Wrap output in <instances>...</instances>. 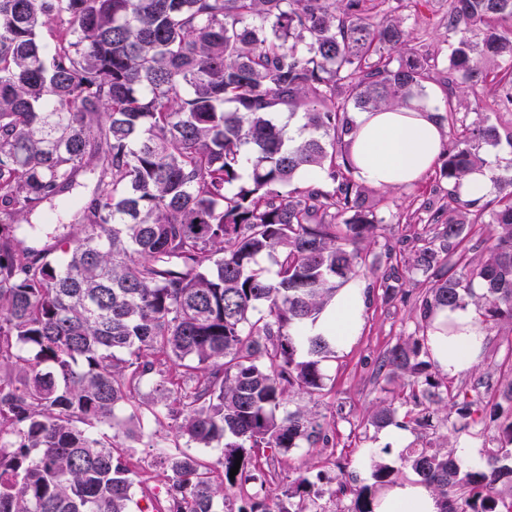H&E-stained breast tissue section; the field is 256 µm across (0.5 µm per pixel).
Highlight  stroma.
I'll list each match as a JSON object with an SVG mask.
<instances>
[{
	"label": "stroma",
	"instance_id": "1",
	"mask_svg": "<svg viewBox=\"0 0 512 512\" xmlns=\"http://www.w3.org/2000/svg\"><path fill=\"white\" fill-rule=\"evenodd\" d=\"M398 16L404 18L412 32V46L423 58H438L439 66L431 73L427 87L439 103L448 99V56L451 39L448 35V0H429L415 7L412 0H393ZM448 183L435 172H428L418 183L404 188L369 191L376 200V215L382 223L375 244L363 249V273L357 285L364 293L362 325L355 341L335 356L323 361L325 388L316 397H294V405L312 412L329 436L328 443L302 445L278 455L263 464L261 483L229 491L224 501L216 502L217 512H240L256 500L265 501L271 512L281 502L291 501L303 512H348L349 499L335 500L329 496L315 499H287L285 492L298 475L309 478H333L356 484V459L369 449L379 447L380 429L371 426L367 417L376 403L399 399L403 391L398 380L377 373L380 359L395 344L414 333L420 322V304L429 283L415 275L406 280L397 297L385 299L379 281L391 264L387 246L401 254L424 243L426 237L424 204H445ZM487 343L480 363L460 376L449 379L451 389L475 390L486 406L483 424L457 433L458 442L480 441L483 447L496 443L500 427L512 421V402L504 397L512 387V327L501 324L486 329ZM169 435H162L158 446L148 440L133 441L129 450L131 468L140 481L132 489L131 512H154L158 501L166 497L169 471L160 462V448L170 445Z\"/></svg>",
	"mask_w": 512,
	"mask_h": 512
}]
</instances>
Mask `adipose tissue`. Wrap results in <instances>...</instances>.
Wrapping results in <instances>:
<instances>
[{"instance_id":"adipose-tissue-1","label":"adipose tissue","mask_w":512,"mask_h":512,"mask_svg":"<svg viewBox=\"0 0 512 512\" xmlns=\"http://www.w3.org/2000/svg\"><path fill=\"white\" fill-rule=\"evenodd\" d=\"M433 95L392 110L353 113L350 159L357 180L378 188H401L419 181L442 151V128ZM363 292L354 284L339 288L317 320L306 327L336 348L358 336ZM486 346V332L472 308L443 309L428 331L431 358L441 373L456 377L476 365ZM374 512H438L432 491L418 479L390 484L374 501Z\"/></svg>"}]
</instances>
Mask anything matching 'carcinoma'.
<instances>
[{"label": "carcinoma", "instance_id": "cac0c4a2", "mask_svg": "<svg viewBox=\"0 0 512 512\" xmlns=\"http://www.w3.org/2000/svg\"><path fill=\"white\" fill-rule=\"evenodd\" d=\"M388 0H0V512H128L135 473L127 426L149 418L174 447H224L220 474L169 453L164 512H215L224 489L254 479L245 452L286 453L327 439L290 394H319L333 347L304 335L336 290L359 275L376 242L373 204L354 176L352 112L425 95L430 65L409 47ZM512 0H449L448 73L478 78L512 105ZM300 116L301 138L275 114ZM448 143L437 174L457 185L496 145L489 118L445 107ZM305 167L323 172L302 184ZM94 181L73 231L43 249L18 248L43 204ZM495 234L461 248L484 209L448 192V214L403 259L431 283L421 318L466 306L482 285L481 322L512 324V170L493 177ZM267 255L276 277L259 263ZM427 334L393 346L382 367L407 400L382 401L374 427H432L445 383L421 359ZM147 382L156 398L129 404ZM463 420L477 401L453 396ZM492 469H462L440 446L401 458L433 491L439 512H499L512 478V421L485 450ZM235 476H230L236 460ZM394 469L372 461L375 483ZM322 490L300 475L292 499ZM350 512H374L372 487L339 483Z\"/></svg>", "mask_w": 512, "mask_h": 512}]
</instances>
